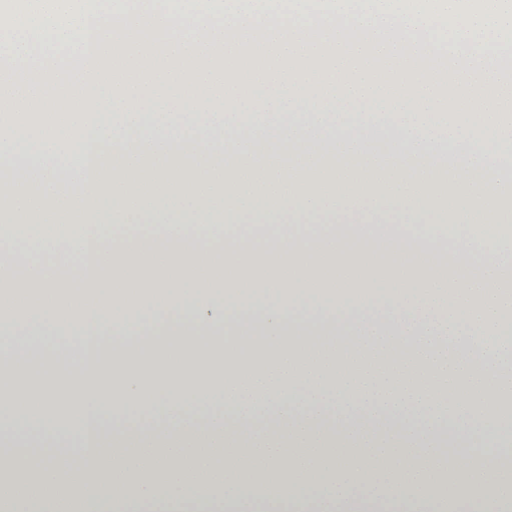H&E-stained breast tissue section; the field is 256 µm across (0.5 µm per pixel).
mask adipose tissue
<instances>
[{
  "instance_id": "1",
  "label": "adipose tissue",
  "mask_w": 512,
  "mask_h": 512,
  "mask_svg": "<svg viewBox=\"0 0 512 512\" xmlns=\"http://www.w3.org/2000/svg\"><path fill=\"white\" fill-rule=\"evenodd\" d=\"M452 89L1 113L0 478L18 512H71L73 484L85 512H113L133 477L131 512L242 499L364 512L338 485L407 500L482 487L489 470L511 507L512 230L450 238L433 217L446 195L452 221L512 217V87L473 84L453 113ZM350 169L353 194L321 193ZM49 209L82 236L46 229ZM130 217L114 249L112 221ZM91 253L98 275L71 278Z\"/></svg>"
}]
</instances>
